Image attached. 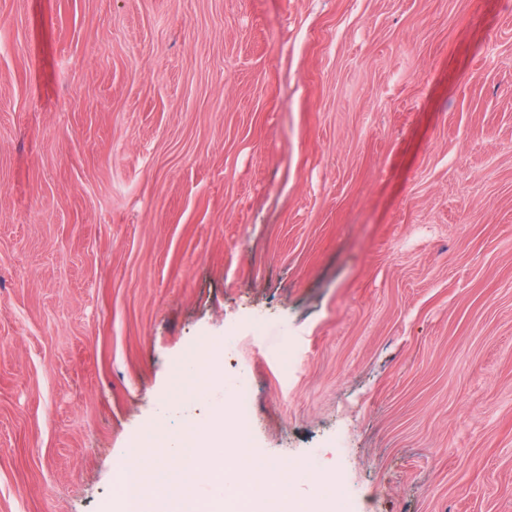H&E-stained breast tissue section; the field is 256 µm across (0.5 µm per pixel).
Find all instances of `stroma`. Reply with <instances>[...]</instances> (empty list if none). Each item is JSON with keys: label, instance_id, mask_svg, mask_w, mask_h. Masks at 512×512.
Segmentation results:
<instances>
[{"label": "stroma", "instance_id": "35a3bbf8", "mask_svg": "<svg viewBox=\"0 0 512 512\" xmlns=\"http://www.w3.org/2000/svg\"><path fill=\"white\" fill-rule=\"evenodd\" d=\"M220 339L339 512H512V0H0V512H108Z\"/></svg>", "mask_w": 512, "mask_h": 512}]
</instances>
